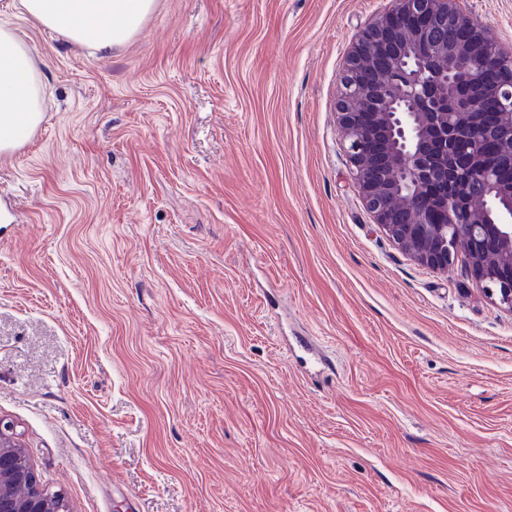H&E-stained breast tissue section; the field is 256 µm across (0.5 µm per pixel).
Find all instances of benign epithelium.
Here are the masks:
<instances>
[{"instance_id":"benign-epithelium-1","label":"benign epithelium","mask_w":512,"mask_h":512,"mask_svg":"<svg viewBox=\"0 0 512 512\" xmlns=\"http://www.w3.org/2000/svg\"><path fill=\"white\" fill-rule=\"evenodd\" d=\"M336 115L374 223L432 269L464 250L475 286L512 313V47L459 0H394L356 34ZM0 512H72L2 416Z\"/></svg>"}]
</instances>
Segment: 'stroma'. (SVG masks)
Returning <instances> with one entry per match:
<instances>
[{
    "label": "stroma",
    "instance_id": "obj_1",
    "mask_svg": "<svg viewBox=\"0 0 512 512\" xmlns=\"http://www.w3.org/2000/svg\"><path fill=\"white\" fill-rule=\"evenodd\" d=\"M0 0L45 119L0 157V415L73 512H512V313L374 224L336 122L391 0ZM461 6L512 44V0ZM156 0H20L18 9L35 23L74 43L95 49L122 46L136 36Z\"/></svg>",
    "mask_w": 512,
    "mask_h": 512
}]
</instances>
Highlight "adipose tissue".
I'll list each match as a JSON object with an SVG mask.
<instances>
[{
  "label": "adipose tissue",
  "mask_w": 512,
  "mask_h": 512,
  "mask_svg": "<svg viewBox=\"0 0 512 512\" xmlns=\"http://www.w3.org/2000/svg\"><path fill=\"white\" fill-rule=\"evenodd\" d=\"M156 0H19L35 23L74 43L105 50L128 43L155 9ZM42 81L31 50L11 20L0 18V151L21 143L42 118Z\"/></svg>",
  "instance_id": "1"
}]
</instances>
